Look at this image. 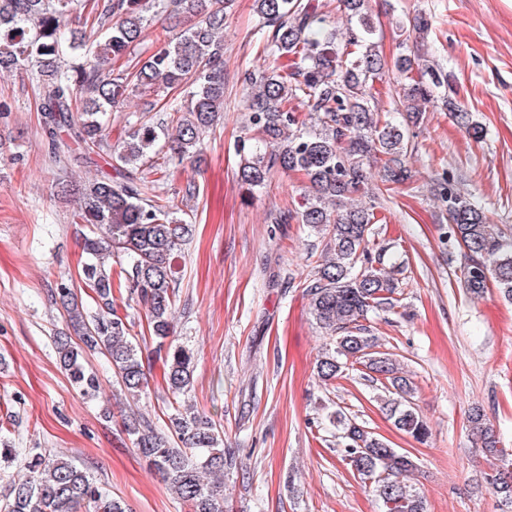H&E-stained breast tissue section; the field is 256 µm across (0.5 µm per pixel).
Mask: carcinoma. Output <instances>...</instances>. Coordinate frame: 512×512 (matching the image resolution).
Segmentation results:
<instances>
[{
    "label": "carcinoma",
    "mask_w": 512,
    "mask_h": 512,
    "mask_svg": "<svg viewBox=\"0 0 512 512\" xmlns=\"http://www.w3.org/2000/svg\"><path fill=\"white\" fill-rule=\"evenodd\" d=\"M170 2L194 22L175 34L162 30L146 59L116 70L113 61L147 36L145 0H0V73L35 71L49 154L94 169L76 196L75 216L88 226L79 281L61 282L54 293L79 338L76 343L64 332L53 337L61 366L81 393L95 398L99 379L85 365V354L102 353L124 393L138 401L147 394L153 365L161 364L167 391L162 404L171 411V430H160L134 410L125 415V429L136 453L188 512H228L224 472L237 459L224 449L223 429L185 401L197 355L178 342L173 326L182 281L179 252L193 236V225L160 191L156 175L192 161L224 108V19L232 0ZM365 3L339 0L347 21L343 35L327 27L308 2L254 0V37L269 66L241 73L249 135L237 140L238 177L250 192L266 187L275 170L308 183L299 208L279 223L294 219L325 239L322 260L304 287L310 314L335 340L332 351L317 360V377L327 385L357 364L365 367L368 381L384 383L395 427L423 443L430 429L411 405L412 386L393 354L376 350L377 338L364 325L370 314L396 306L404 271L403 263L386 258L388 249L375 243L372 200L379 198L376 191H390L388 184L411 178L402 157L414 150L402 126L371 101L374 81L393 74L400 84L397 110L420 123L428 105L445 100L441 89L448 75L408 50L386 61L372 41ZM81 18L100 31L92 43L73 31L65 34L66 23ZM429 29L423 15L400 27L408 39ZM184 86L190 87L187 102L173 99L163 120L131 122L111 143L108 113L130 107L135 98L141 101L135 111L153 112L154 96ZM77 99L83 107L75 112L71 105ZM293 100L306 104L307 115L289 107ZM373 163L382 168L375 190L367 171ZM432 192L451 220L450 235L464 249L461 286L476 298L493 286L512 300V240L448 179ZM83 288L91 291L90 308L79 299ZM133 299L147 309V327L138 336L118 313V302ZM149 339L154 347L145 358L140 342ZM330 421L340 432L344 459L370 482L382 512H427L425 498L407 485L416 470L409 452L342 413ZM469 422L485 456L504 455L480 409ZM488 480L512 505V468L498 469ZM0 481V512H133L73 459L42 452L22 457L4 439Z\"/></svg>",
    "instance_id": "obj_1"
}]
</instances>
